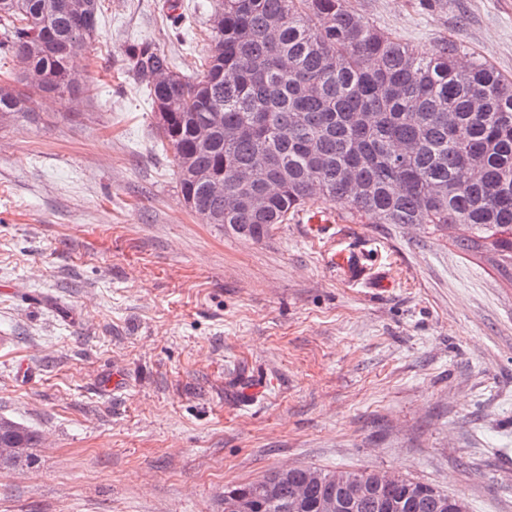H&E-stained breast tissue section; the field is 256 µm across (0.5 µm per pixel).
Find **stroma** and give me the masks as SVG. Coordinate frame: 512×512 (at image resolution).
Instances as JSON below:
<instances>
[{"label":"stroma","instance_id":"obj_1","mask_svg":"<svg viewBox=\"0 0 512 512\" xmlns=\"http://www.w3.org/2000/svg\"><path fill=\"white\" fill-rule=\"evenodd\" d=\"M215 0H102L78 102L0 116V417L38 432L0 512H224L284 465L389 470L512 512V278L429 224L296 219L255 242L184 203L123 52L177 72ZM512 79V0H348Z\"/></svg>","mask_w":512,"mask_h":512}]
</instances>
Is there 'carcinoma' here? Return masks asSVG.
Listing matches in <instances>:
<instances>
[{
  "instance_id": "1",
  "label": "carcinoma",
  "mask_w": 512,
  "mask_h": 512,
  "mask_svg": "<svg viewBox=\"0 0 512 512\" xmlns=\"http://www.w3.org/2000/svg\"><path fill=\"white\" fill-rule=\"evenodd\" d=\"M69 0H0V52L27 70L43 71L48 85L34 92L77 95L85 83L74 58L95 40L101 0H90L91 20L76 30ZM224 25L200 73L189 80L172 56L148 40L125 49L132 75L153 109L171 117L157 125L172 151L170 163L182 196L224 216V231L261 241L317 200L329 197L351 217L371 224H456L469 235L457 244L490 256L512 276V80L476 58L457 65L444 43L418 50L364 22L345 0H222ZM174 76L165 88L148 75ZM19 90L0 94V114L31 111ZM213 112L222 124L206 146L196 143L199 123ZM189 158L195 177L183 175ZM262 168L266 179L247 186L241 169ZM224 188L256 198L260 208L224 209L207 194L211 176ZM0 443L21 449L17 463H33L39 438L10 419ZM307 466L274 469L224 490V504L243 501L250 512H318L336 494L334 472L300 504ZM369 494L347 512H453L465 501L404 478L375 485L377 471L355 472ZM273 492H268L267 488Z\"/></svg>"
}]
</instances>
